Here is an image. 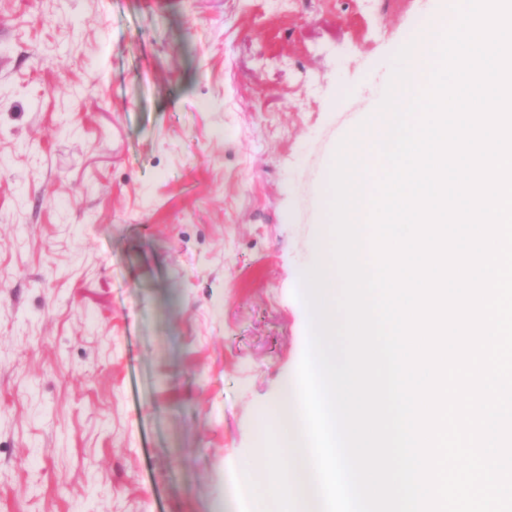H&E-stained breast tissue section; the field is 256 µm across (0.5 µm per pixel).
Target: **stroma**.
Listing matches in <instances>:
<instances>
[{
  "label": "stroma",
  "mask_w": 512,
  "mask_h": 512,
  "mask_svg": "<svg viewBox=\"0 0 512 512\" xmlns=\"http://www.w3.org/2000/svg\"><path fill=\"white\" fill-rule=\"evenodd\" d=\"M453 0H0V512H239L325 155Z\"/></svg>",
  "instance_id": "35a3bbf8"
}]
</instances>
